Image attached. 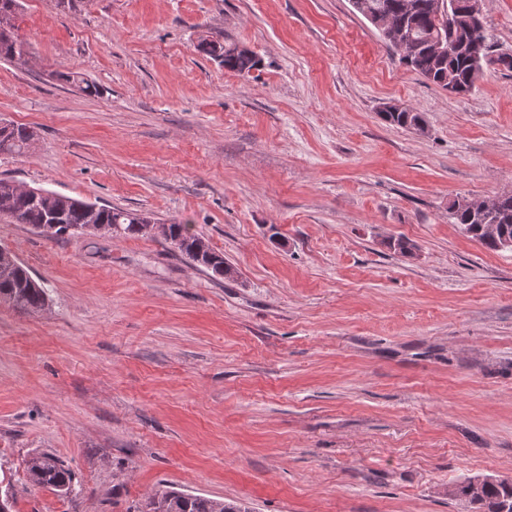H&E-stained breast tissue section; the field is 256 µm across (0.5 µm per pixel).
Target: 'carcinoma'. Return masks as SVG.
Returning <instances> with one entry per match:
<instances>
[{
    "label": "carcinoma",
    "mask_w": 512,
    "mask_h": 512,
    "mask_svg": "<svg viewBox=\"0 0 512 512\" xmlns=\"http://www.w3.org/2000/svg\"><path fill=\"white\" fill-rule=\"evenodd\" d=\"M445 0H351L353 8L372 23L381 38L389 45V35L402 34L417 43L415 53L401 55V61L425 79L451 90L457 95L471 93L484 68L501 65L512 70V54L492 55V44L484 23L471 22L467 0H450L454 5L453 21L445 19L440 4ZM18 0H0V60L23 64L29 55L26 44L15 34ZM444 41L453 47L451 54L440 56L432 44ZM198 47L215 58L224 60V67L240 74L259 65L255 54L238 43L200 40ZM54 77L74 84L92 94L96 87L82 76L58 72ZM383 119L407 129H424L419 112L399 106H389L381 112ZM36 133L25 125L0 121V153L22 152L34 146ZM7 206V215L19 224H29L51 238L72 237L92 228L108 234L135 235L150 223L147 216L121 208L49 192L36 196L8 180H0V204ZM494 213L483 214L477 209L453 201L448 207L455 223L464 226L466 233L491 250L503 249L512 241V193L493 198ZM162 236L181 254L196 260L197 250L204 239L188 224L175 222L161 225ZM205 267L213 276L228 277L233 273L224 256L211 252ZM0 302L35 312L43 309L47 294L33 279L27 268L10 256L8 249L0 250ZM30 481L36 486L52 487L67 493L73 483V473L65 463L52 456L36 454L26 461ZM450 494L469 499L486 507L487 512H512V479L473 477L456 485ZM148 512H252L246 506L225 503L200 495L167 489L155 494L148 502Z\"/></svg>",
    "instance_id": "cac0c4a2"
}]
</instances>
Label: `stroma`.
Returning a JSON list of instances; mask_svg holds the SVG:
<instances>
[{"label":"stroma","mask_w":512,"mask_h":512,"mask_svg":"<svg viewBox=\"0 0 512 512\" xmlns=\"http://www.w3.org/2000/svg\"><path fill=\"white\" fill-rule=\"evenodd\" d=\"M20 3L29 62L0 61V119L40 141L0 179L189 223L234 274L155 229L49 239L0 213L49 296L0 303L13 512H140L168 487L253 512H479L451 490L512 479V250L448 206L512 192V71L448 93L351 0ZM483 15L512 51V0ZM203 37L260 64L225 69ZM393 104L425 132L384 122ZM36 454L71 492L31 484ZM30 481L36 486L52 487L67 493L73 483V473L65 463L52 456L36 454L26 461Z\"/></svg>","instance_id":"1"}]
</instances>
